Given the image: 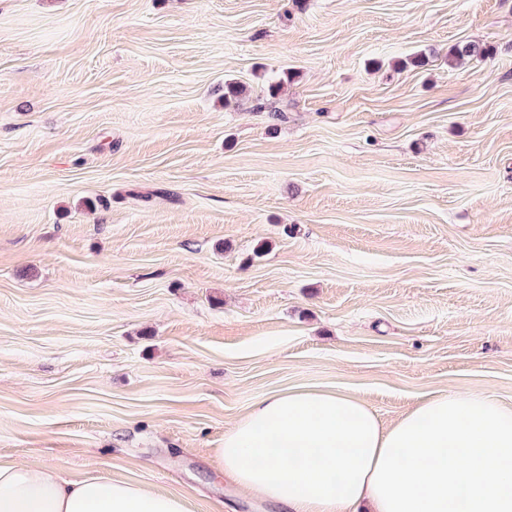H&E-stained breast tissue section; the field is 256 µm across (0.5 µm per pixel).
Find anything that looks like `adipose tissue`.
<instances>
[{
	"mask_svg": "<svg viewBox=\"0 0 512 512\" xmlns=\"http://www.w3.org/2000/svg\"><path fill=\"white\" fill-rule=\"evenodd\" d=\"M224 472L283 512H512V408L442 394L386 424L351 394L299 388L258 401L224 433ZM0 512H187L126 480L72 481L0 463Z\"/></svg>",
	"mask_w": 512,
	"mask_h": 512,
	"instance_id": "obj_1",
	"label": "adipose tissue"
}]
</instances>
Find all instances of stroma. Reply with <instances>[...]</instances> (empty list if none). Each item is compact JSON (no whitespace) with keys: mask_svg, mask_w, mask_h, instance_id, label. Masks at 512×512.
<instances>
[{"mask_svg":"<svg viewBox=\"0 0 512 512\" xmlns=\"http://www.w3.org/2000/svg\"><path fill=\"white\" fill-rule=\"evenodd\" d=\"M300 387L512 407V0H0V461L281 512Z\"/></svg>","mask_w":512,"mask_h":512,"instance_id":"obj_1","label":"stroma"}]
</instances>
